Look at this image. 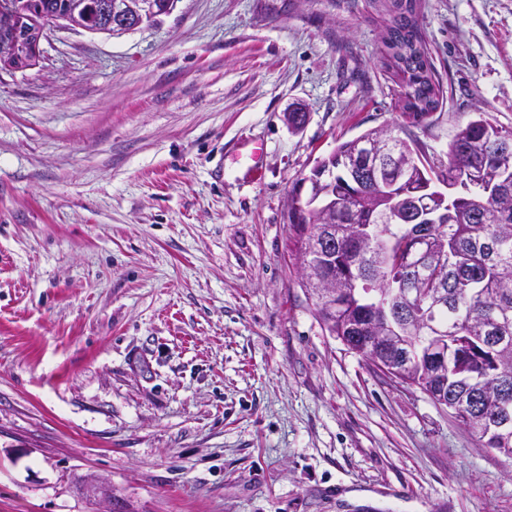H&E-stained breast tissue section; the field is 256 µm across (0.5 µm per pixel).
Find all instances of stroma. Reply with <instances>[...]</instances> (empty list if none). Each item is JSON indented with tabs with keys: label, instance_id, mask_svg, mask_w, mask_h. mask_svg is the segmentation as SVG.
I'll return each instance as SVG.
<instances>
[{
	"label": "stroma",
	"instance_id": "obj_1",
	"mask_svg": "<svg viewBox=\"0 0 512 512\" xmlns=\"http://www.w3.org/2000/svg\"><path fill=\"white\" fill-rule=\"evenodd\" d=\"M411 125L375 0H178L0 75V512H512V460L319 323L288 203L406 128H512V0H420ZM262 144V173L246 157Z\"/></svg>",
	"mask_w": 512,
	"mask_h": 512
}]
</instances>
